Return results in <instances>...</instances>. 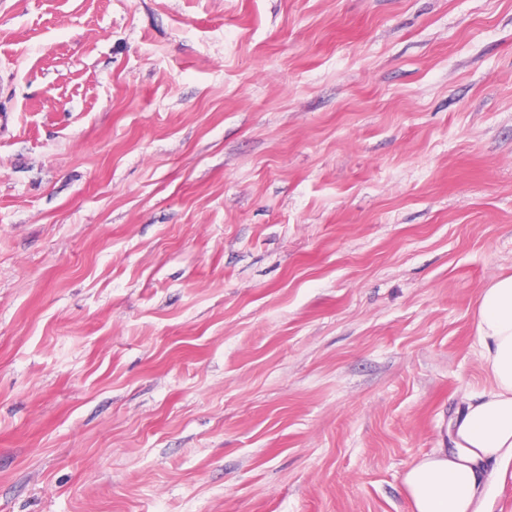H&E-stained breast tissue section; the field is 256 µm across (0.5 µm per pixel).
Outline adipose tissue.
<instances>
[{
	"label": "adipose tissue",
	"instance_id": "ef3b65f1",
	"mask_svg": "<svg viewBox=\"0 0 512 512\" xmlns=\"http://www.w3.org/2000/svg\"><path fill=\"white\" fill-rule=\"evenodd\" d=\"M474 321L489 386L451 419V447L432 450L407 470L411 512H492L491 477L512 473V275L481 289Z\"/></svg>",
	"mask_w": 512,
	"mask_h": 512
}]
</instances>
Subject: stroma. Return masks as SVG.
<instances>
[{"label": "stroma", "mask_w": 512, "mask_h": 512, "mask_svg": "<svg viewBox=\"0 0 512 512\" xmlns=\"http://www.w3.org/2000/svg\"><path fill=\"white\" fill-rule=\"evenodd\" d=\"M512 273V0H0V512H410Z\"/></svg>", "instance_id": "stroma-1"}]
</instances>
